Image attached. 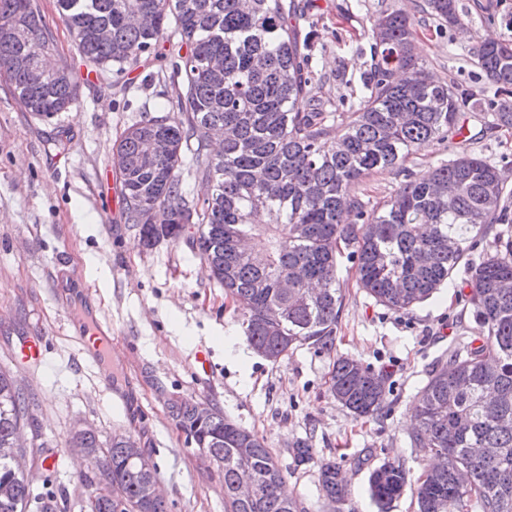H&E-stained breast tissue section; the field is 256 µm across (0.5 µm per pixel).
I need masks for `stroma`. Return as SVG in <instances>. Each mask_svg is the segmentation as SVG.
Instances as JSON below:
<instances>
[{"label":"stroma","instance_id":"obj_1","mask_svg":"<svg viewBox=\"0 0 512 512\" xmlns=\"http://www.w3.org/2000/svg\"><path fill=\"white\" fill-rule=\"evenodd\" d=\"M58 56L80 78L78 101L45 123L25 112L0 81V370L32 398L28 445L35 490L63 487L85 499L86 478L98 457L68 450L75 427L88 425L102 446L114 435L134 437L158 466L168 512H224V475L188 441L169 410L172 397L207 402L273 448L288 485L306 512H378L369 475L384 461H401L419 476L424 454L410 440L412 406L431 369L449 351L479 344L482 329L464 306L468 278L458 267L448 284L410 312L377 305L361 290L354 263L341 258L344 288L336 343L323 351L297 346L279 362L249 346L233 302L209 278L198 255L162 240L148 247L126 221L113 147L144 116L164 117L184 94L176 41L160 42L123 73H85L56 0H39ZM423 0H300L292 24L311 45L309 67L318 97L339 114L355 110L370 65L366 17L389 8L418 14ZM464 23L427 19L417 27L416 52L434 77L473 92L463 134L416 155L423 175L469 154L505 174L512 208V129L488 131L493 92L473 58L482 41L512 36V0H459ZM111 327L113 386L137 402L126 415L105 390L102 370L79 363L78 321L87 306ZM44 339V360L15 364L12 349L25 337ZM205 352L209 368L196 361ZM384 371L382 410L355 418L333 399L329 379L337 357ZM307 440L313 458L296 464L291 447ZM56 449L50 468L38 456ZM336 462L349 488L334 504L318 485L322 463Z\"/></svg>","mask_w":512,"mask_h":512}]
</instances>
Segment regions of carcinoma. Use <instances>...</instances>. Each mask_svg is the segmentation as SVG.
<instances>
[{"mask_svg":"<svg viewBox=\"0 0 512 512\" xmlns=\"http://www.w3.org/2000/svg\"><path fill=\"white\" fill-rule=\"evenodd\" d=\"M58 12L86 65L121 73L174 28L186 49V93L178 112L162 123L145 118L115 144L126 220L140 225L151 245L150 219L171 241L185 240L224 287L257 353L272 362L296 345L332 349L343 301L338 258L355 259L357 284L376 304L409 311L429 300L467 262L471 242L495 224H509L500 170L463 154L424 177L407 167L412 157L465 128L467 93L434 80L414 54L418 20L400 11L366 19L371 65L358 108L333 113L313 93L305 55L289 24L295 0H57ZM421 12L457 27V0H423ZM55 52L38 0H0V80L43 120L77 101L72 68L45 77L36 58ZM477 65L498 97L491 130L512 128V39L479 44ZM224 128L222 152L210 156L207 130ZM209 194L190 202L181 181L185 151ZM406 181L389 200L366 207L358 185L381 170ZM265 237L262 250L234 249L238 237ZM465 304L484 337L451 354L431 371L414 402L413 443L438 457L411 480L404 464L387 461L370 472L372 498L388 508L411 492L417 512H512V239L497 237L494 253L469 267ZM308 294L293 304L284 278ZM330 393L357 418L372 417L386 400V377L340 358ZM178 427L207 451L224 473V512H303L272 449L254 432L212 407L200 424L196 401L170 403ZM29 397L0 371V447L12 445L28 420ZM100 454L108 494L85 499L83 512H167L145 486L155 463L142 470L124 436L100 446L93 431L71 436ZM250 475L257 492L241 498ZM319 485L342 502L348 488L336 462L321 465ZM22 470L0 460V512H48Z\"/></svg>","mask_w":512,"mask_h":512,"instance_id":"1","label":"carcinoma"}]
</instances>
